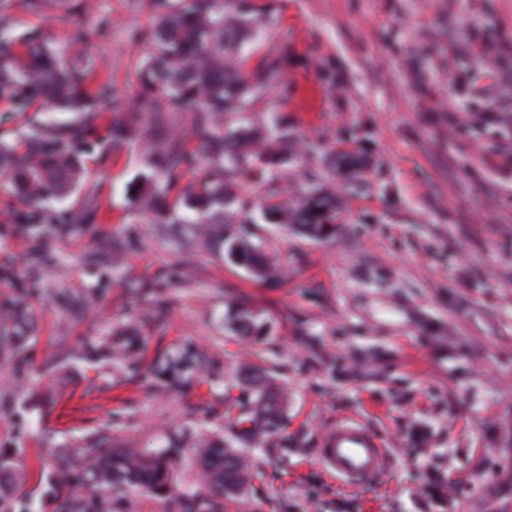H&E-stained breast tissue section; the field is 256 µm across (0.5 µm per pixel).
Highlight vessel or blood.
<instances>
[{
	"label": "vessel or blood",
	"mask_w": 512,
	"mask_h": 512,
	"mask_svg": "<svg viewBox=\"0 0 512 512\" xmlns=\"http://www.w3.org/2000/svg\"><path fill=\"white\" fill-rule=\"evenodd\" d=\"M386 455V449L374 434L345 419L322 434L316 450L324 469L351 488L377 478Z\"/></svg>",
	"instance_id": "obj_1"
}]
</instances>
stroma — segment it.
Returning a JSON list of instances; mask_svg holds the SVG:
<instances>
[{
  "label": "stroma",
  "instance_id": "stroma-1",
  "mask_svg": "<svg viewBox=\"0 0 512 512\" xmlns=\"http://www.w3.org/2000/svg\"><path fill=\"white\" fill-rule=\"evenodd\" d=\"M90 2L79 14L73 0L0 6L9 27L52 34L64 62L111 79L139 132L118 149L88 133L74 149L81 182L32 223L0 196V313L29 311L0 325L28 338L23 384L0 356V454L22 474L13 497L52 512L57 453L102 433L175 449L176 485H192L195 438H231L254 401L238 377L247 359L288 402L224 512H512V0H255L271 18L243 68L289 60L254 112L288 114L298 151L359 147L371 161L335 238L252 225L284 272L275 288L141 209L153 115L139 109V34L157 15L150 0ZM78 26L94 38L74 42ZM90 202L91 220L67 223ZM42 252L52 262L31 275ZM241 303L268 325L248 345L225 321ZM194 351L191 373L158 363ZM342 418L387 449L381 477L354 490L315 455Z\"/></svg>",
  "mask_w": 512,
  "mask_h": 512
}]
</instances>
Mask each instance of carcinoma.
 <instances>
[{"mask_svg":"<svg viewBox=\"0 0 512 512\" xmlns=\"http://www.w3.org/2000/svg\"><path fill=\"white\" fill-rule=\"evenodd\" d=\"M153 4L160 25L142 35L151 44V55L140 70L145 89L142 105L153 113L156 131L155 184L142 194L146 210L166 224L193 223L174 217L179 205L209 219L223 216L219 225L224 262L276 287L277 266L250 241L249 226L292 224L309 237H336L341 207L328 185L343 173L345 191L366 186L364 159L348 151L328 161L311 149L304 160L308 193L297 204L288 205L281 181L283 169L294 157V126L284 114L262 126L249 124L248 115L268 80L288 66V54L265 60L249 76L228 63L252 31L256 4L233 0L228 12L224 0H153ZM112 98L110 82L97 81L87 68L61 64L47 43H36L0 25V99L8 101L13 111L29 112L38 101L45 112L50 108L86 112L93 122L104 116ZM170 112L193 114L195 147L169 132ZM234 113L246 127L226 136L218 120ZM105 130L114 146L135 139L126 122L110 116ZM84 134L83 126L55 130L36 122L25 137V151L0 143V188L10 186L32 207L68 193L80 176L73 148ZM193 170L202 172L200 180L179 188L183 174ZM244 182L264 192L267 203L258 217L252 215L251 199L236 192ZM234 325L246 338L266 334V323L245 307L237 309ZM242 380L255 392V407L243 410L245 418L237 422L236 438L250 445L279 424L286 396L251 365L242 369ZM172 455L171 450H131L126 442L107 441L91 443L78 453L62 451L48 491L53 512H114L118 496L130 510L136 494L169 500L170 512H224L221 500L242 497L251 481L243 450L223 441L202 440L198 465L212 495L188 489L172 499Z\"/></svg>","mask_w":512,"mask_h":512,"instance_id":"cac0c4a2","label":"carcinoma"}]
</instances>
